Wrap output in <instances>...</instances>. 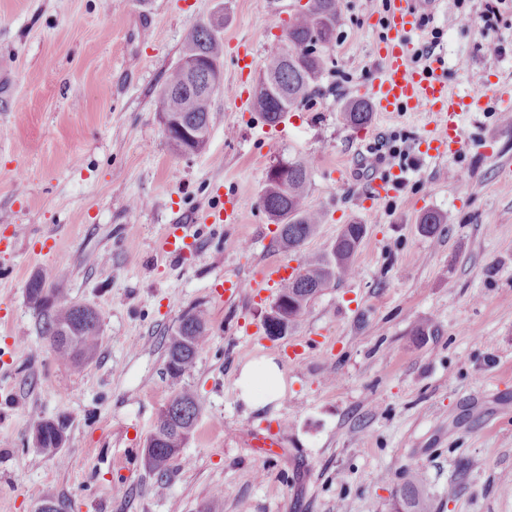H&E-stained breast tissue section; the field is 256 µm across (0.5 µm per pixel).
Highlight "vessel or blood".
<instances>
[{"instance_id": "b4317fda", "label": "vessel or blood", "mask_w": 512, "mask_h": 512, "mask_svg": "<svg viewBox=\"0 0 512 512\" xmlns=\"http://www.w3.org/2000/svg\"><path fill=\"white\" fill-rule=\"evenodd\" d=\"M383 27V35L376 44L383 76L368 86L367 97L373 111L385 115L425 113L432 127L421 139L424 154L452 158L462 153L467 146L462 130L464 116L490 109L512 112L510 86L492 83L487 89L461 96L452 92L432 67L411 65L414 46L409 37L422 29V13L414 0H388ZM403 183L404 178L398 172L377 177L370 182L367 196L372 201L388 197ZM190 247L179 225L169 226L164 238L165 252L183 255Z\"/></svg>"}]
</instances>
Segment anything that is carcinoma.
Returning <instances> with one entry per match:
<instances>
[{
  "mask_svg": "<svg viewBox=\"0 0 512 512\" xmlns=\"http://www.w3.org/2000/svg\"><path fill=\"white\" fill-rule=\"evenodd\" d=\"M341 14V0H308L289 20L281 44L264 60L254 93V108L269 125L283 117L315 91L326 68V52L336 42V27ZM224 62V38L214 22L201 23L184 36L183 54L170 71L164 89L170 98H159V119L178 134L171 148L180 153L188 149L197 153L207 144L211 128L212 97L218 90L189 89L196 78L217 80ZM345 120L364 126L371 119L366 100L344 105ZM312 161L300 159L279 162L270 167L259 195V204L269 217L281 225L284 248L295 251L311 237L324 214L307 204L308 182ZM366 231L354 222L344 228L330 249L307 260L297 276L280 285L273 306L280 312L279 336L304 315L309 303L324 289L338 281L352 278L356 269L353 255ZM68 277L63 272L51 279L34 277L27 288V299L39 319L42 335L53 347L59 364L79 368L94 357L101 346L99 317L88 305L67 299ZM207 317L204 311L185 313L177 327L166 336L165 370L177 379L194 367L199 349L207 342ZM268 331L266 335L273 336ZM198 396L183 388L168 400V407L158 414L154 431L142 450L144 466L153 474L167 475L172 463L194 430L200 414ZM32 431L36 447L47 455L62 448L53 420L39 418ZM403 512H430L421 492L419 475H414L401 490Z\"/></svg>",
  "mask_w": 512,
  "mask_h": 512,
  "instance_id": "1",
  "label": "carcinoma"
}]
</instances>
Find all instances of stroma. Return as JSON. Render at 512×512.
<instances>
[{
  "instance_id": "obj_1",
  "label": "stroma",
  "mask_w": 512,
  "mask_h": 512,
  "mask_svg": "<svg viewBox=\"0 0 512 512\" xmlns=\"http://www.w3.org/2000/svg\"><path fill=\"white\" fill-rule=\"evenodd\" d=\"M306 2L0 0V512H37L49 493L71 512H400L415 466L432 512H512V127L465 118L453 159L421 155L420 112L372 115L359 137L341 110L382 74L385 5L342 0L319 90L280 124L241 107L259 76L228 59L206 147L167 143L158 99L185 32L224 15L225 43L260 62ZM490 5L512 34V0H465L453 20L448 0H420L454 93L512 81V46L483 49ZM379 156L406 184L368 208L364 166ZM298 158L314 161L307 201L325 220L291 254L259 194L272 165ZM227 201L237 223H208ZM429 211L442 218L433 235L419 225ZM355 221V277L288 335L245 336L278 293L266 264L321 254ZM173 224L194 241L183 260L162 253ZM58 269L100 317V349L78 370L59 365L26 295ZM227 279L242 293L215 297ZM195 307L208 342L175 380L164 338ZM261 356L286 391L255 408L235 382ZM184 386L202 410L160 481L142 448ZM36 417L63 423L57 455L36 448ZM272 435L276 459L263 451Z\"/></svg>"
}]
</instances>
